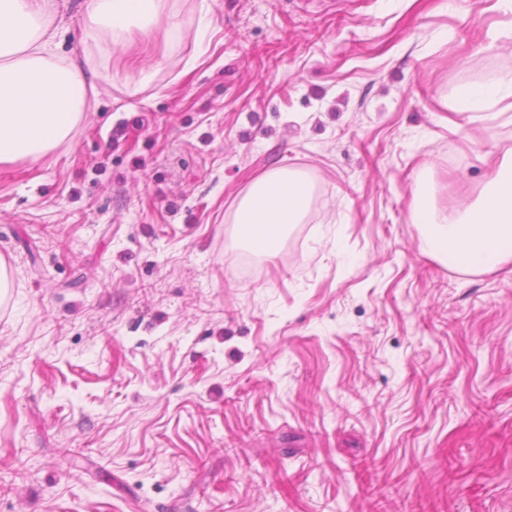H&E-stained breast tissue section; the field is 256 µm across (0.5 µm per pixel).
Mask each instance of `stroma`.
I'll use <instances>...</instances> for the list:
<instances>
[{
    "instance_id": "obj_1",
    "label": "stroma",
    "mask_w": 512,
    "mask_h": 512,
    "mask_svg": "<svg viewBox=\"0 0 512 512\" xmlns=\"http://www.w3.org/2000/svg\"><path fill=\"white\" fill-rule=\"evenodd\" d=\"M75 2L58 54L99 94L0 165V512H512V264L458 273L411 221L416 177L468 203L512 147V13L166 0L178 29L86 54ZM273 168L322 205L248 272Z\"/></svg>"
}]
</instances>
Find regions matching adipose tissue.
<instances>
[{
	"label": "adipose tissue",
	"instance_id": "obj_1",
	"mask_svg": "<svg viewBox=\"0 0 512 512\" xmlns=\"http://www.w3.org/2000/svg\"><path fill=\"white\" fill-rule=\"evenodd\" d=\"M49 0H0V164L38 162L65 143L87 110L88 76L75 61L58 57ZM166 18L164 0H84L79 24L84 46L103 37L121 41L132 27ZM311 188L285 169L259 175L240 199L236 244L265 262L292 225L302 223ZM413 223L421 225L431 253L463 273L512 263V148L498 158L477 201L437 208L415 192Z\"/></svg>",
	"mask_w": 512,
	"mask_h": 512
}]
</instances>
